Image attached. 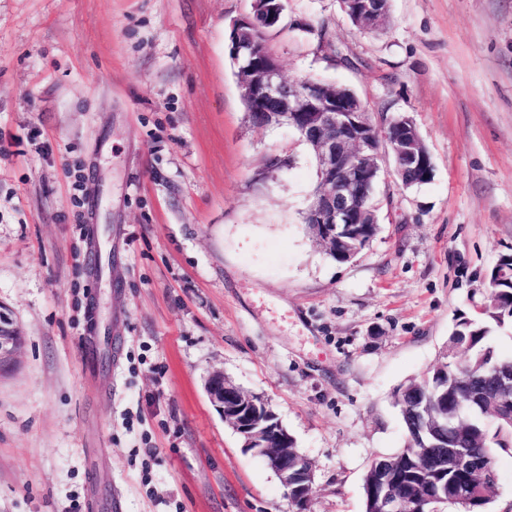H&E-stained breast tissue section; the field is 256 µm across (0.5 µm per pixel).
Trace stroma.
<instances>
[{
	"mask_svg": "<svg viewBox=\"0 0 512 512\" xmlns=\"http://www.w3.org/2000/svg\"><path fill=\"white\" fill-rule=\"evenodd\" d=\"M289 80L409 117L434 166L378 156L380 230L334 261L312 149L255 128L229 38L251 0H0V512H297L208 377L267 402L314 465L307 512H364L403 447L395 390L439 362L512 254V0H284ZM114 367L87 357L92 322ZM350 6V12L354 16V19L358 23L365 25H376L381 24L383 19L377 17L379 11L377 9V1L383 0H341ZM386 9L388 1H383ZM21 343V336L9 315L0 310V369L11 362Z\"/></svg>",
	"mask_w": 512,
	"mask_h": 512,
	"instance_id": "obj_1",
	"label": "stroma"
}]
</instances>
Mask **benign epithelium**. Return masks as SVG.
<instances>
[{"instance_id":"benign-epithelium-1","label":"benign epithelium","mask_w":512,"mask_h":512,"mask_svg":"<svg viewBox=\"0 0 512 512\" xmlns=\"http://www.w3.org/2000/svg\"><path fill=\"white\" fill-rule=\"evenodd\" d=\"M358 23L376 25L377 0H343ZM282 0H252L249 15L232 21L230 38L234 63L243 71L241 92L249 105L252 125L265 127L286 124L297 130L315 154L319 189L313 194L304 220L312 235L327 250L336 249L338 230L345 224H375V206L371 203L379 180L377 153L380 142L391 145L398 172L414 170L419 179H402L404 187L421 186L431 181L433 164L413 122L396 119L385 131L369 121L361 101L349 89L318 80L303 85L292 83L281 71L276 54L269 48L257 54L252 49L251 31H266L282 18ZM21 336L9 315L0 310V365L11 362ZM210 400L237 432L246 437L247 446L264 457L279 475L289 497L307 506L314 496L312 483L294 485L289 472L298 464L288 458V436L278 448L269 447L266 428L250 424L260 413L254 396L214 372L207 381ZM443 459L459 467L496 481L493 455L487 448H449Z\"/></svg>"}]
</instances>
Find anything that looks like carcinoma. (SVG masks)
Masks as SVG:
<instances>
[{"label": "carcinoma", "mask_w": 512, "mask_h": 512, "mask_svg": "<svg viewBox=\"0 0 512 512\" xmlns=\"http://www.w3.org/2000/svg\"><path fill=\"white\" fill-rule=\"evenodd\" d=\"M376 234L374 224H347L340 228L336 252L330 257L343 263L354 243L365 244ZM489 279L497 283L495 299L483 296L476 318L459 316L448 339L451 350L458 344L467 346V363L461 366L451 359L440 363L395 393L406 442L398 452L378 461L385 464L393 477L398 496L416 509L428 507L430 498L436 505L450 506L458 490L465 487L468 497L460 505L461 512H488L495 487L476 474L438 465L437 448L448 443L456 448L512 447V424L489 411L484 417H474L464 424H448V418L466 402L462 371L471 373L488 391L496 382L492 366L512 374V358L499 356L489 343L490 324L502 326L512 322V254L500 258ZM373 474L374 469L370 468L364 477V512H379Z\"/></svg>", "instance_id": "carcinoma-1"}]
</instances>
